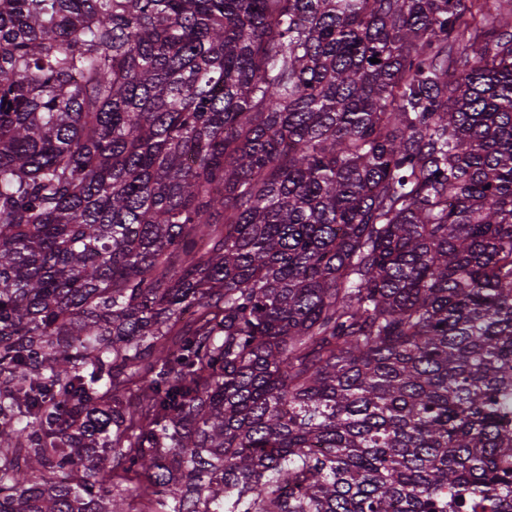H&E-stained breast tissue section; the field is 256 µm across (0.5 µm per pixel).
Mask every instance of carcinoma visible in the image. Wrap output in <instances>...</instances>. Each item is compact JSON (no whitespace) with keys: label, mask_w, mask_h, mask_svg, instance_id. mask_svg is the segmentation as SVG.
<instances>
[{"label":"carcinoma","mask_w":512,"mask_h":512,"mask_svg":"<svg viewBox=\"0 0 512 512\" xmlns=\"http://www.w3.org/2000/svg\"><path fill=\"white\" fill-rule=\"evenodd\" d=\"M119 471L512 512V0H0V512Z\"/></svg>","instance_id":"cac0c4a2"}]
</instances>
